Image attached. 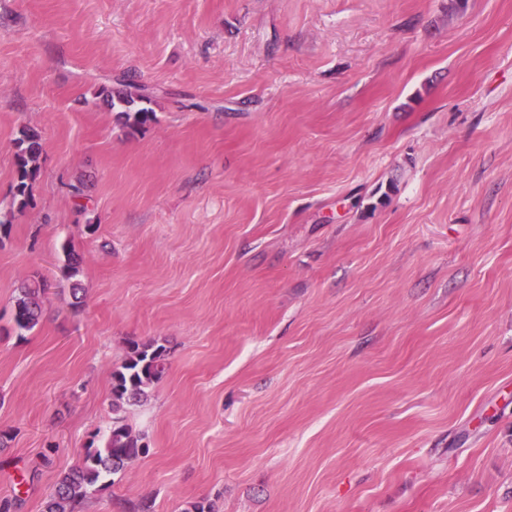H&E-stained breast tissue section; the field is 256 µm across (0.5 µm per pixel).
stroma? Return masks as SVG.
Returning a JSON list of instances; mask_svg holds the SVG:
<instances>
[{
  "instance_id": "35a3bbf8",
  "label": "stroma",
  "mask_w": 512,
  "mask_h": 512,
  "mask_svg": "<svg viewBox=\"0 0 512 512\" xmlns=\"http://www.w3.org/2000/svg\"><path fill=\"white\" fill-rule=\"evenodd\" d=\"M0 219L12 512L149 340L147 451L82 512H512V0H0ZM123 87L116 91L103 88L100 95H103V99L112 109H121L120 113L129 128L136 129L152 121L155 113L152 108L143 105L150 100L140 92L138 85L129 79L124 82ZM14 148L16 166L14 203H17L19 209H24L29 201L30 181L37 173V162L42 153L39 131L33 127H23L14 140ZM45 285L35 278L23 283L14 300L13 320L17 331L29 332L39 323L42 306L39 295L45 293Z\"/></svg>"
}]
</instances>
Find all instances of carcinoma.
I'll list each match as a JSON object with an SVG mask.
<instances>
[{
  "label": "carcinoma",
  "instance_id": "carcinoma-1",
  "mask_svg": "<svg viewBox=\"0 0 512 512\" xmlns=\"http://www.w3.org/2000/svg\"><path fill=\"white\" fill-rule=\"evenodd\" d=\"M101 95L111 108L121 109L126 125L139 128L153 120L155 112L145 106L149 98L140 92L131 79L119 90L102 89ZM16 183L14 202L18 208L28 205L30 181L35 177L42 153L41 135L33 127H24L14 140ZM64 276L70 282L71 294L80 292L76 277L80 273V258L66 251ZM45 285L32 279L23 283L14 300L13 320L17 331L29 332L42 315L40 295ZM167 368V349L156 342L133 343L123 362L112 372V427L101 448H85L82 463L60 474L52 493L44 503L43 512H76V508L93 492L105 488L104 479L125 471L128 463L144 453L142 437L135 434L124 416L127 405H134L146 396V390L158 382Z\"/></svg>",
  "mask_w": 512,
  "mask_h": 512
}]
</instances>
